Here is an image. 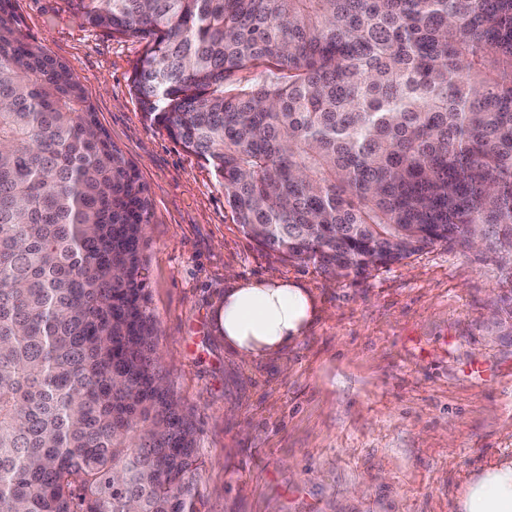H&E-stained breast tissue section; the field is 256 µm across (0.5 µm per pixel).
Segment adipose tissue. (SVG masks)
I'll return each instance as SVG.
<instances>
[{
  "mask_svg": "<svg viewBox=\"0 0 512 512\" xmlns=\"http://www.w3.org/2000/svg\"><path fill=\"white\" fill-rule=\"evenodd\" d=\"M317 316L314 296L284 278L242 279L227 275L224 301L215 310L214 326L224 346L251 363L287 352ZM458 512H512V459H503L472 474L457 502Z\"/></svg>",
  "mask_w": 512,
  "mask_h": 512,
  "instance_id": "ef3b65f1",
  "label": "adipose tissue"
}]
</instances>
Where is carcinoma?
<instances>
[{
    "label": "carcinoma",
    "mask_w": 512,
    "mask_h": 512,
    "mask_svg": "<svg viewBox=\"0 0 512 512\" xmlns=\"http://www.w3.org/2000/svg\"><path fill=\"white\" fill-rule=\"evenodd\" d=\"M67 4L146 41L144 117L264 250L348 277L476 237L512 278V0ZM147 214L79 80L0 0V512H199Z\"/></svg>",
    "instance_id": "1"
}]
</instances>
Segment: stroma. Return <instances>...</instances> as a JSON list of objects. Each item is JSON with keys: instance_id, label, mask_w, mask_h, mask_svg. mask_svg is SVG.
Listing matches in <instances>:
<instances>
[{"instance_id": "35a3bbf8", "label": "stroma", "mask_w": 512, "mask_h": 512, "mask_svg": "<svg viewBox=\"0 0 512 512\" xmlns=\"http://www.w3.org/2000/svg\"><path fill=\"white\" fill-rule=\"evenodd\" d=\"M65 63L149 202L142 278L163 372L197 430L199 512H454L471 475L512 458V302L485 249L441 243L346 279L281 261L236 223L212 167L146 121L145 43L64 0H14ZM298 282L317 317L277 358L242 363L212 329L228 273Z\"/></svg>"}]
</instances>
